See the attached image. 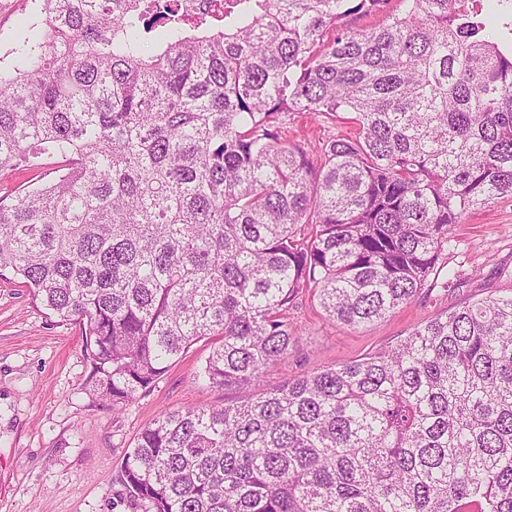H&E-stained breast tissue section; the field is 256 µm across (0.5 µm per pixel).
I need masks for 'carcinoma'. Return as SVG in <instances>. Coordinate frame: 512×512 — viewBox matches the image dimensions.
<instances>
[{"label": "carcinoma", "instance_id": "obj_1", "mask_svg": "<svg viewBox=\"0 0 512 512\" xmlns=\"http://www.w3.org/2000/svg\"><path fill=\"white\" fill-rule=\"evenodd\" d=\"M0 67V277L79 326L117 409L189 349L240 401L128 449L140 512H512V296L272 383L305 292L359 327L414 300L453 227L512 199V43L476 0H34ZM385 13L367 30L353 15ZM290 112L345 115L313 151ZM54 167L46 166L40 170H31L27 167H15L0 171V197L11 195L20 187H27L35 182L41 183L50 180L55 173ZM12 196H9L11 198Z\"/></svg>", "mask_w": 512, "mask_h": 512}]
</instances>
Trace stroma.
<instances>
[{
	"instance_id": "1",
	"label": "stroma",
	"mask_w": 512,
	"mask_h": 512,
	"mask_svg": "<svg viewBox=\"0 0 512 512\" xmlns=\"http://www.w3.org/2000/svg\"><path fill=\"white\" fill-rule=\"evenodd\" d=\"M35 17L33 0H0V59ZM352 130L338 118L296 113L283 136L316 145ZM440 261L459 272L456 285L434 288L364 326L329 319L303 296L288 313L296 340L270 380L360 358L449 309L512 295V200L465 216ZM208 353L194 345L150 392L112 410L84 389L90 368L78 326L57 322L20 280L0 278V512H133L118 497L127 448L161 411L220 405L228 396L196 377Z\"/></svg>"
}]
</instances>
